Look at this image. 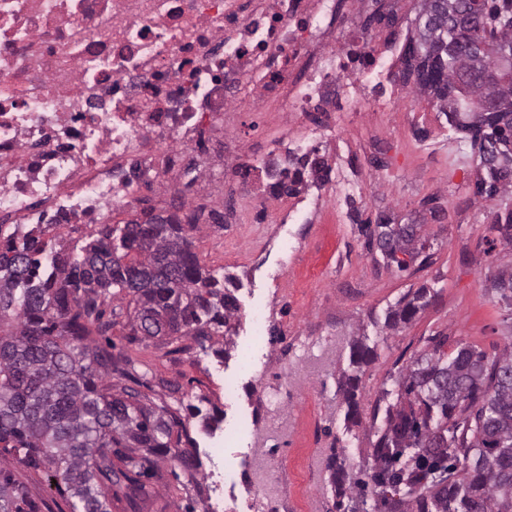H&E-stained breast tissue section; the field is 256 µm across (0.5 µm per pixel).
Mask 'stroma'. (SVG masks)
I'll use <instances>...</instances> for the list:
<instances>
[{"mask_svg": "<svg viewBox=\"0 0 512 512\" xmlns=\"http://www.w3.org/2000/svg\"><path fill=\"white\" fill-rule=\"evenodd\" d=\"M328 137L360 158L379 140L390 156L385 170L362 174L354 184L355 208L342 223L292 224L276 241L270 224H199L188 232L201 266L240 282L228 359L218 356L220 332L201 342L145 340L122 317L107 333L116 351L134 361L145 394L176 410L188 434L178 449L198 461L191 470L175 460L160 463L149 481L150 499L133 510L117 494L112 512H207L214 480L234 487L239 512H265L252 503L256 488L238 481L256 451V420L265 422L272 446L265 481L278 493L279 512H337L328 456L337 453L349 474L359 476L370 461L375 436L367 425L383 389L431 350V337H447L448 353L460 344L490 355L512 347V305L486 290L488 279L512 271V246L492 226L495 214L512 209V196L478 193L480 159L470 143L457 139L441 112L414 117L402 107L337 113ZM381 212L420 225L426 265L401 271L367 246L360 226ZM423 287L437 292L430 304L412 323L384 329L389 306ZM257 313L269 319L260 338L252 324ZM359 334L377 342L378 357L357 391L363 424L349 428L337 387ZM192 405L203 413L220 408V428L204 431L201 418L189 414ZM5 469L46 502V512H71L66 492L0 447Z\"/></svg>", "mask_w": 512, "mask_h": 512, "instance_id": "stroma-1", "label": "stroma"}]
</instances>
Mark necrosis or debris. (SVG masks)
<instances>
[{
  "mask_svg": "<svg viewBox=\"0 0 512 512\" xmlns=\"http://www.w3.org/2000/svg\"><path fill=\"white\" fill-rule=\"evenodd\" d=\"M399 10L386 0L379 37L345 0H0V225L18 245L27 224H108L143 191L241 223L224 174L257 213L309 148L276 137L244 166L225 132L244 113L291 131L391 110Z\"/></svg>",
  "mask_w": 512,
  "mask_h": 512,
  "instance_id": "4bbe7bcc",
  "label": "necrosis or debris"
}]
</instances>
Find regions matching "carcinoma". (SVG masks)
<instances>
[{"label": "carcinoma", "mask_w": 512, "mask_h": 512, "mask_svg": "<svg viewBox=\"0 0 512 512\" xmlns=\"http://www.w3.org/2000/svg\"><path fill=\"white\" fill-rule=\"evenodd\" d=\"M483 23L470 25L468 0H423L416 36L404 51L405 82L436 101L451 130L480 143L479 192H512V77L499 56L512 55V0L477 7ZM312 173L327 180L325 160L306 157L280 173L291 194ZM503 241L512 244V209L496 216ZM419 224H396L379 215L362 232L377 241L386 264L415 262L426 242ZM487 289L512 303V272L494 276ZM419 289L388 310L384 327L411 323L428 304ZM127 301L135 334L145 339L233 335L238 299L224 280L204 269L185 228L174 215H151L99 237L75 255L44 256L40 237L0 251V443L22 466L61 482L72 512H111L112 488L133 504L152 495L143 478L170 456L173 429L181 425L167 405L146 402L133 387L112 392L103 378H133L130 359L92 338L114 325L103 320L99 298ZM366 335L350 344L341 390L346 420L361 425L356 389L378 356ZM448 337L418 357L383 389L382 423L373 415V464L365 474L379 489L377 512H512V351L488 356L471 346L448 354ZM336 508L367 512V501L348 499L342 464H330ZM29 512V497L11 472H0V512Z\"/></svg>", "instance_id": "cac0c4a2"}]
</instances>
